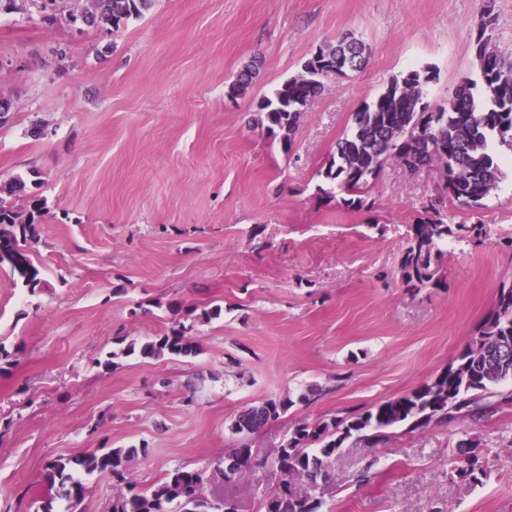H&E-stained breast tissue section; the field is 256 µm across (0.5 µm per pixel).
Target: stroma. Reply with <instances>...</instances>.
<instances>
[{
	"mask_svg": "<svg viewBox=\"0 0 512 512\" xmlns=\"http://www.w3.org/2000/svg\"><path fill=\"white\" fill-rule=\"evenodd\" d=\"M495 15L493 43L512 62V0H155L112 34L76 29L79 0L0 14V186L20 177L47 202L30 254L44 285L0 270V512H64L44 464L99 448L137 447L138 487L179 466L204 468L239 444L244 408L288 399L250 440L274 457L301 420L341 419L435 377L465 346L512 275V165L478 209H449L437 167L385 163L372 210L317 194L319 171L352 115L389 81L436 69L431 105L475 73L473 19ZM354 32L360 72L325 78L290 151L258 128L257 104L325 42ZM252 91L229 84L251 61ZM40 125V137L30 134ZM479 224L449 247L439 286L412 291L401 259L423 207ZM264 248H257V241ZM221 306L197 324L193 357L101 365L121 340L167 330L171 304ZM470 437L486 477L473 487L450 459ZM326 512H512V400L480 419L353 437L328 462ZM276 471L244 470L226 487L260 512Z\"/></svg>",
	"mask_w": 512,
	"mask_h": 512,
	"instance_id": "obj_1",
	"label": "stroma"
}]
</instances>
